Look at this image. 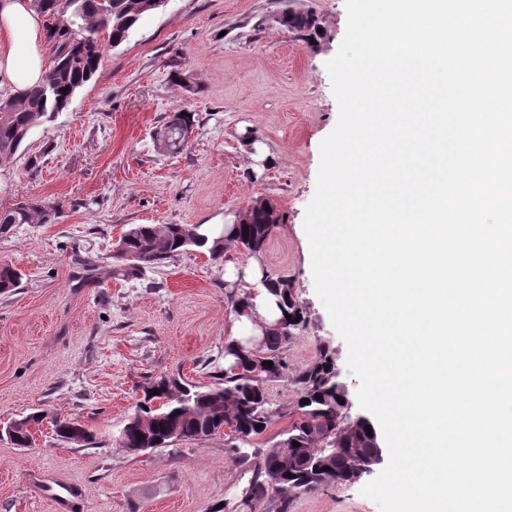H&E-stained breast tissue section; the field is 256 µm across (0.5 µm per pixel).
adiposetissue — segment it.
<instances>
[{
  "label": "adipose tissue",
  "mask_w": 512,
  "mask_h": 512,
  "mask_svg": "<svg viewBox=\"0 0 512 512\" xmlns=\"http://www.w3.org/2000/svg\"><path fill=\"white\" fill-rule=\"evenodd\" d=\"M47 69L44 22L31 0H0V97H13L37 85ZM224 280L248 303L246 314L232 316L226 335L237 339L262 335L280 317L259 260L244 266L227 263Z\"/></svg>",
  "instance_id": "obj_1"
}]
</instances>
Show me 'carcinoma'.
Segmentation results:
<instances>
[{
  "label": "carcinoma",
  "instance_id": "cac0c4a2",
  "mask_svg": "<svg viewBox=\"0 0 512 512\" xmlns=\"http://www.w3.org/2000/svg\"><path fill=\"white\" fill-rule=\"evenodd\" d=\"M45 19L47 43L52 57L45 80L16 97L0 98V166L13 162L31 128L44 118L64 111L76 92L97 72L105 47L124 43L139 20L157 10L156 0H32ZM274 21L279 27L306 43L317 40L321 21L316 11L287 6ZM195 114L177 112L163 123L168 138L159 141L163 153L177 155L188 147L181 130H194ZM58 217L56 205L31 199L19 206L0 210V234H8L20 224H52ZM281 216L275 206L257 199L234 225L229 239L213 240L200 232V225L133 224L121 234L117 247L123 275L138 279L145 270L158 267L190 248L204 249L214 260L232 248L250 255L260 254ZM249 232L243 233V227ZM266 280L281 298V318L259 338V349L252 341L224 337V361L235 363L230 370L214 375L216 382L199 385L182 375H160L143 388L144 397L134 414L121 428L122 448L131 453L175 450L185 442H205L224 437V450L246 467L247 481L236 485L225 500L230 508L213 512H288L290 501L312 490L351 484L371 450L364 426L354 423L339 403L342 390L336 384V358L323 345L314 360L291 375L298 397L288 426L254 448L281 415L269 397L270 383L288 375L286 352L297 331L304 327L305 311L297 302L290 280L266 273ZM21 273L9 263H0V294L18 287ZM272 362V367L262 362ZM158 394L152 395L150 391ZM42 422L32 413L12 422L10 441L31 446V428ZM54 433L63 443L86 447L93 437L77 421L54 417ZM300 443L295 447L292 442ZM253 452L248 453L246 449ZM294 477H287L285 473Z\"/></svg>",
  "mask_w": 512,
  "mask_h": 512
}]
</instances>
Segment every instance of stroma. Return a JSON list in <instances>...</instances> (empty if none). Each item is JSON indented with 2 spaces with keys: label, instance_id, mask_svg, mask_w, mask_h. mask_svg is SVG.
<instances>
[{
  "label": "stroma",
  "instance_id": "obj_1",
  "mask_svg": "<svg viewBox=\"0 0 512 512\" xmlns=\"http://www.w3.org/2000/svg\"><path fill=\"white\" fill-rule=\"evenodd\" d=\"M287 3L316 10V44L275 23ZM346 24L345 0H167L107 48L67 110L36 123L25 151L0 167V209L32 197L60 209L56 223L0 235V263L23 274L0 296V427L43 409L79 421L96 441L62 443L46 422L29 448L0 434V512H57L54 495L71 490V512H212L241 479L220 437L136 456L112 440L147 379L179 373L212 383L231 317L224 264L249 261L233 249L217 261L194 249L144 280L126 279L111 254L132 224H205L256 199L273 203L282 222L260 260L291 280L306 316L288 366L304 367L329 345L356 394L347 345L315 291L303 228L320 144L338 120L326 63ZM175 71L185 85L172 83ZM182 109L196 119L187 148L156 151L155 132ZM89 254L98 259L90 276L81 265ZM361 488L318 489L289 512H379Z\"/></svg>",
  "mask_w": 512,
  "mask_h": 512
}]
</instances>
